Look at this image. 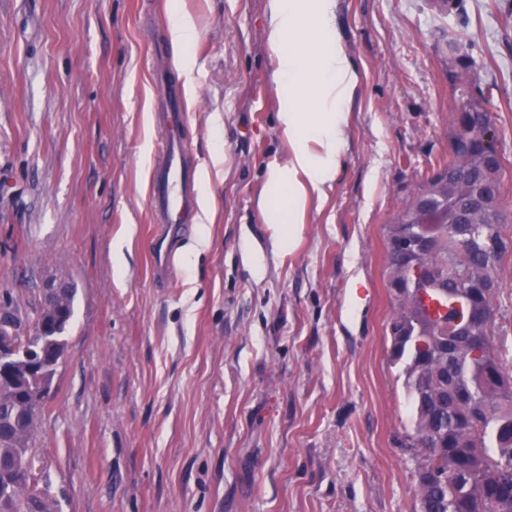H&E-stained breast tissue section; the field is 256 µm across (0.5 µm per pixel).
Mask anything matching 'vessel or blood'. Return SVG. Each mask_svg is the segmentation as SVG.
Here are the masks:
<instances>
[{"label": "vessel or blood", "instance_id": "vessel-or-blood-1", "mask_svg": "<svg viewBox=\"0 0 512 512\" xmlns=\"http://www.w3.org/2000/svg\"><path fill=\"white\" fill-rule=\"evenodd\" d=\"M154 83V118L164 143L152 169L149 202L159 228L156 273L162 282L170 283L175 275L173 241L191 229L197 208L198 170L183 138L188 113L181 86L163 72L156 73Z\"/></svg>", "mask_w": 512, "mask_h": 512}]
</instances>
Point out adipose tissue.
<instances>
[{
  "label": "adipose tissue",
  "instance_id": "1",
  "mask_svg": "<svg viewBox=\"0 0 512 512\" xmlns=\"http://www.w3.org/2000/svg\"><path fill=\"white\" fill-rule=\"evenodd\" d=\"M336 0H267L265 40L274 59L280 89L276 114L288 143L286 160L268 168L258 209L269 233L267 246L245 240L244 262L255 281L267 275V256L295 251L309 199L323 198L340 171L348 143L350 115L360 75L343 40L331 48L309 42L308 30L334 32ZM168 33L179 50L186 84L195 82V65L185 54L196 35L190 17L170 9Z\"/></svg>",
  "mask_w": 512,
  "mask_h": 512
}]
</instances>
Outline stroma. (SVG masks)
Returning a JSON list of instances; mask_svg holds the SVG:
<instances>
[{
	"instance_id": "1",
	"label": "stroma",
	"mask_w": 512,
	"mask_h": 512,
	"mask_svg": "<svg viewBox=\"0 0 512 512\" xmlns=\"http://www.w3.org/2000/svg\"><path fill=\"white\" fill-rule=\"evenodd\" d=\"M197 28L188 147L227 178L210 248L175 243L154 276L148 185L157 70L179 75L167 4ZM360 72L349 141L298 249L251 279L244 235L287 145L266 0H0V311L32 324L46 284L75 290L32 441L60 512H419L411 400L385 333V226L450 149L448 44H466L506 159L512 235V0H339ZM494 340L512 367V255ZM369 293L358 297V285Z\"/></svg>"
}]
</instances>
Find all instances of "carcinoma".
<instances>
[{
  "label": "carcinoma",
  "mask_w": 512,
  "mask_h": 512,
  "mask_svg": "<svg viewBox=\"0 0 512 512\" xmlns=\"http://www.w3.org/2000/svg\"><path fill=\"white\" fill-rule=\"evenodd\" d=\"M465 99L450 123L456 148L436 160L432 174L420 181L385 226V279L393 297L386 324L390 358L403 364L412 401L410 446L422 450L415 468L420 512H512V371L494 343V322L475 324L473 311L495 312L502 288L498 268L512 252V236L503 231L506 164L481 147L490 112L477 99L479 83L460 79ZM487 181L493 187L491 211L477 212L467 224L448 227L453 213L466 207L465 184ZM437 223L417 251L397 245L422 227L424 205ZM74 308V291L64 290L42 302L47 332L19 341L49 361L63 354L61 335ZM465 336L485 337L479 355L462 351L448 356L444 328ZM16 372L0 377V464H32L31 441L43 411L31 403L44 377L15 363ZM0 512H59L49 483L19 475L0 493Z\"/></svg>",
  "instance_id": "carcinoma-1"
}]
</instances>
